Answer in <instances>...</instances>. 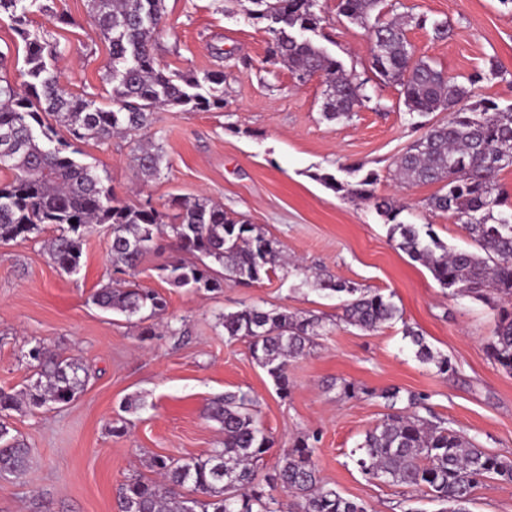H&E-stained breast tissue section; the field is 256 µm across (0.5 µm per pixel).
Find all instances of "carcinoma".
Listing matches in <instances>:
<instances>
[{
  "label": "carcinoma",
  "instance_id": "carcinoma-1",
  "mask_svg": "<svg viewBox=\"0 0 512 512\" xmlns=\"http://www.w3.org/2000/svg\"><path fill=\"white\" fill-rule=\"evenodd\" d=\"M253 19L274 18L268 28L274 60L298 76L326 77L323 114L328 120L350 118L367 99L364 83L343 69L305 33L324 21L317 0H244ZM383 0H339L338 12L367 28L379 42L372 65L386 82L402 88L409 116L446 112L448 119L431 125L398 159L395 176L403 183H439L427 201L430 210L452 214L472 242L470 249H448L434 236L424 240L417 225L398 222L399 208L375 194L377 174L369 171L355 182L332 174L318 179L344 197L368 200L393 222L396 247L421 262L439 285L453 296H467L498 310L486 349L503 371L512 374V210L496 182L498 172L512 165V107L499 108L475 99L466 87L447 76L429 59L415 57L407 39L405 17L383 18ZM90 12L110 42L106 80L111 103L66 91L53 65L59 43L44 31L27 27L29 15L45 12L41 0H0V13L14 22L25 44L24 66L10 74L0 53V242L30 239L48 226L44 240L52 264L73 275L79 271L85 235L94 224L111 230L113 271L126 275L144 256L159 249L167 235L195 261L160 267L161 278L177 288L214 291L225 281L252 286L276 274L283 265L278 243L261 227L231 217L209 199H180L169 215L151 204H126L109 178L76 158L80 150L58 138L63 127L75 141H106L115 135L137 136L151 125L155 110L179 108L207 112L224 107V73L202 76L169 74L156 62L153 46L165 27L164 0H89ZM430 27L432 38H448V22L415 18ZM162 148L138 143L131 162L147 179L160 173ZM76 223H71V220ZM325 290L347 295L342 320L364 331H377L399 317V308L379 292L341 280L324 279ZM100 309L130 319L148 312L165 314L166 299L155 289L114 278L92 295ZM224 335L248 341L251 355L286 398L290 388L288 362L306 353L324 329L322 318L259 306H245L222 316ZM415 357L433 363L438 372L451 369L422 334L407 326ZM35 381L15 392L0 389V476L19 478L27 469L29 448L11 434L9 411L61 408L85 389L90 371L78 360L40 344L29 351ZM248 393L226 391L210 400L206 416L224 432L222 447L181 459L157 456L149 467L159 479L135 477L119 492L121 512H369L361 499L342 496L327 486L314 461L316 435L296 438L280 455L273 471L259 478L257 464L273 446L254 414ZM422 397L407 396V405L386 415L365 433L351 451L363 475L410 489L440 506L438 512H470L475 492L492 479L512 483V459L475 445L466 433L419 414ZM288 490L283 505L272 494Z\"/></svg>",
  "mask_w": 512,
  "mask_h": 512
}]
</instances>
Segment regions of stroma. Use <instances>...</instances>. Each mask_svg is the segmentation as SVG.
Listing matches in <instances>:
<instances>
[{
    "instance_id": "1",
    "label": "stroma",
    "mask_w": 512,
    "mask_h": 512,
    "mask_svg": "<svg viewBox=\"0 0 512 512\" xmlns=\"http://www.w3.org/2000/svg\"><path fill=\"white\" fill-rule=\"evenodd\" d=\"M30 26L48 31L61 49L55 62L72 93L108 104L110 44L88 0H45ZM337 0H319L324 18L314 42L366 84L368 98L350 118L322 116L325 78L300 83L269 60L267 23L245 16L239 0H165L164 32L154 54L161 68L224 74V106L208 112L162 108L148 131L163 148L161 173L144 179L130 161L131 139L80 144V159L107 172L116 197L167 209L172 198L206 197L259 225L277 241L285 264L271 279L244 288L225 283L207 292L174 287L160 265L183 259L173 238L146 256L137 283L158 290L168 307L152 335L138 319L92 304L112 274L110 230L91 227L77 274L51 264L41 238L0 244V388L21 389L34 374L27 352L44 343L92 367L86 390L68 406L11 411L10 427L30 449L22 478H0V512H118L119 491L132 477L153 478L156 455L184 458L220 447L224 434L206 417L209 401L242 390L257 401V419L273 446L258 464L271 473L296 437L317 434L321 476L370 512H395L402 487L368 480L350 458L388 407L383 390L423 395L429 415L464 431L488 451L512 458V375L486 351L497 312L453 297L429 270L397 249L390 223L372 204L342 197L319 177L349 180V168L375 171L378 196L403 204L400 221L433 233L454 248L470 247L460 223L425 203L434 184H397L396 160L420 137L399 86L372 68L366 28L338 16ZM397 13L445 20L452 35L408 24L417 56L458 82L477 77L475 91L512 105V9L500 0H400ZM332 277L392 296L402 317L376 331L344 323L342 298L320 289ZM245 305L315 314L324 334L306 355L291 359V393L281 398L253 359L249 344L224 334L222 316ZM414 327L448 357L442 374L417 360L403 336ZM364 387L341 395L342 382ZM125 431L115 436L112 427Z\"/></svg>"
}]
</instances>
